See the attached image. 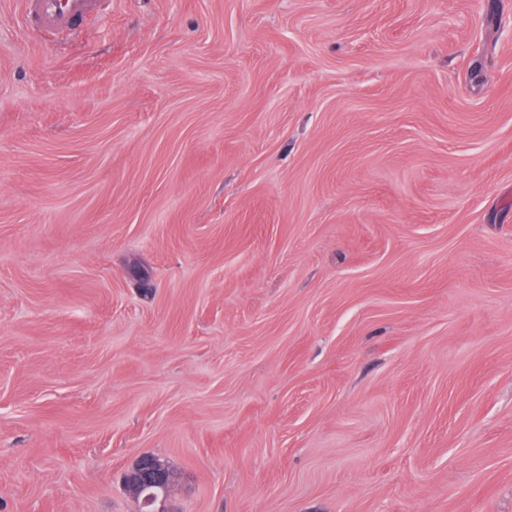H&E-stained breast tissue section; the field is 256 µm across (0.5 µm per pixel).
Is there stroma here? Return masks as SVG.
I'll list each match as a JSON object with an SVG mask.
<instances>
[{"label": "stroma", "mask_w": 512, "mask_h": 512, "mask_svg": "<svg viewBox=\"0 0 512 512\" xmlns=\"http://www.w3.org/2000/svg\"><path fill=\"white\" fill-rule=\"evenodd\" d=\"M0 0V512H512V0ZM103 0H22L28 28L41 35L76 33L98 14ZM172 473L158 457L141 456L129 470V490L141 500L144 512H165ZM159 505V506H158Z\"/></svg>", "instance_id": "35a3bbf8"}]
</instances>
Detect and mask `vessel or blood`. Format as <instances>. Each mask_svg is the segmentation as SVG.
<instances>
[{
	"mask_svg": "<svg viewBox=\"0 0 512 512\" xmlns=\"http://www.w3.org/2000/svg\"><path fill=\"white\" fill-rule=\"evenodd\" d=\"M103 0H22L28 28L39 34L77 32L98 14Z\"/></svg>",
	"mask_w": 512,
	"mask_h": 512,
	"instance_id": "b4317fda",
	"label": "vessel or blood"
}]
</instances>
